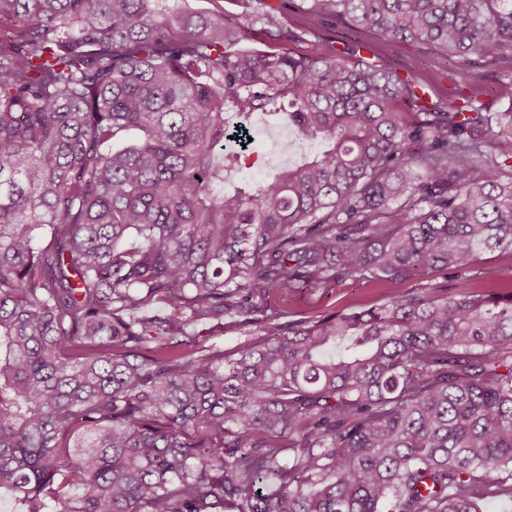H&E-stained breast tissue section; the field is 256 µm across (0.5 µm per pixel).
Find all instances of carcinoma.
Here are the masks:
<instances>
[{
  "mask_svg": "<svg viewBox=\"0 0 512 512\" xmlns=\"http://www.w3.org/2000/svg\"><path fill=\"white\" fill-rule=\"evenodd\" d=\"M208 2L0 0V488L26 512L512 502V287L281 304L512 252V107L469 72L512 49V0H308L428 50L452 98ZM259 111L324 148L229 186ZM197 322L249 334L227 355Z\"/></svg>",
  "mask_w": 512,
  "mask_h": 512,
  "instance_id": "carcinoma-1",
  "label": "carcinoma"
}]
</instances>
